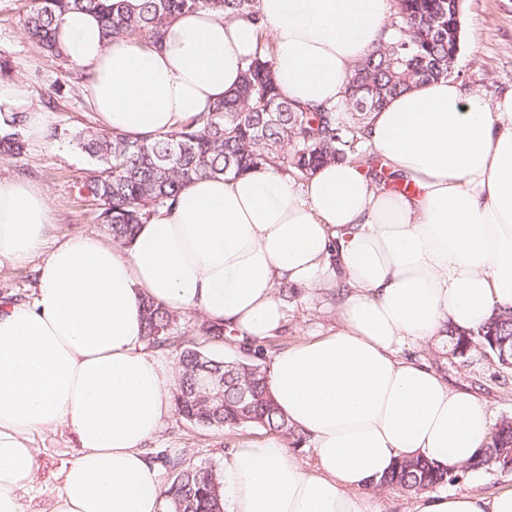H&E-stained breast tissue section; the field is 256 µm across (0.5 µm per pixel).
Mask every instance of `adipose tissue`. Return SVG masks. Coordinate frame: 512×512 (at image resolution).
I'll list each match as a JSON object with an SVG mask.
<instances>
[{"label":"adipose tissue","mask_w":512,"mask_h":512,"mask_svg":"<svg viewBox=\"0 0 512 512\" xmlns=\"http://www.w3.org/2000/svg\"><path fill=\"white\" fill-rule=\"evenodd\" d=\"M258 9L265 32L203 9L168 24L157 46L105 41L96 15L73 11L55 41L87 73L81 89L101 124L151 140L235 87L263 36L288 99L335 104L391 2ZM21 109L28 135L48 142L45 112L21 81L0 78V112ZM369 141L410 192L350 161L302 182L271 168L199 176L127 247L92 233L49 241L48 196L0 178V267L42 258L33 301L0 299V512H25L38 471L31 434L59 425L80 450L51 512H165L161 467L143 447L172 412L174 374L146 348L145 297L244 343L283 328L279 284L349 287L336 329L281 351L267 372L311 462H294L274 435L234 449L220 472L226 512H371L367 490L398 459L460 465L489 442L485 402L408 351L512 306V95L491 104L431 81L376 112ZM413 512H512V488L426 492Z\"/></svg>","instance_id":"adipose-tissue-1"}]
</instances>
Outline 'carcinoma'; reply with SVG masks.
I'll use <instances>...</instances> for the list:
<instances>
[{"instance_id":"cac0c4a2","label":"carcinoma","mask_w":512,"mask_h":512,"mask_svg":"<svg viewBox=\"0 0 512 512\" xmlns=\"http://www.w3.org/2000/svg\"><path fill=\"white\" fill-rule=\"evenodd\" d=\"M209 9L226 17L250 18L263 26L258 0H41L27 17L28 36L47 53L60 57L54 25L70 10L99 15L107 41L135 37L160 44L166 25L181 14ZM454 0H392L390 22L377 45L350 71L344 98L325 108L292 103L273 70L269 39L260 37L238 85L214 103L195 125L153 141L132 140L96 126L75 134L78 146L96 162L83 188L96 204L95 221L112 243L130 245L139 225L175 200L198 176H236L274 168L303 181L328 162L357 160L378 181L402 176L386 171L369 151L372 115L394 96L425 82L449 76L454 53L448 27ZM27 113L3 119L0 157L25 153L22 130ZM144 339L149 349L166 351L176 360L172 389L177 419L204 428L254 427L280 436L298 448L305 438L288 422L266 386L269 365L264 345L251 343L232 360L215 357L202 343L233 344L226 328L197 312H172L150 299L142 300ZM193 322L195 335L182 326ZM448 353L464 358L477 347L512 369V307L494 311L475 330L448 329ZM222 382L219 397L203 390L200 378ZM171 474L163 486L171 512H224L219 471L193 464L180 455L158 458ZM512 470V418L501 419L490 443L459 467H444L423 457L398 461L376 483L420 495L461 482L467 474Z\"/></svg>"}]
</instances>
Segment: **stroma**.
<instances>
[{
	"label": "stroma",
	"mask_w": 512,
	"mask_h": 512,
	"mask_svg": "<svg viewBox=\"0 0 512 512\" xmlns=\"http://www.w3.org/2000/svg\"><path fill=\"white\" fill-rule=\"evenodd\" d=\"M39 0H0V57L8 59L10 78L23 80L30 102L45 112L50 127L58 128L55 147L28 141L18 158L0 160V178H21L46 192L51 202L57 235L97 231L95 207L88 202L83 182L94 163L76 145L73 135L97 124L80 93V73L68 62L47 56L25 32V20ZM464 95L480 94L495 102L512 93V0H463L462 35L451 75ZM36 261L0 268V296L27 302L36 281ZM326 288L302 289L286 306L287 322L277 335L265 338L271 353L312 336L325 334L337 324V308ZM414 355L444 374L449 383L465 388L485 401L495 418L512 417V371L500 368L482 350L467 358L442 352L439 342L414 348ZM263 430L242 427L234 431L201 428L169 417L145 450L154 456L180 453L191 463L222 467L225 457L243 442L263 437ZM38 450V480L24 497L26 512H48L60 486L59 473L79 451L68 429L47 427L33 433Z\"/></svg>",
	"instance_id": "stroma-1"
}]
</instances>
